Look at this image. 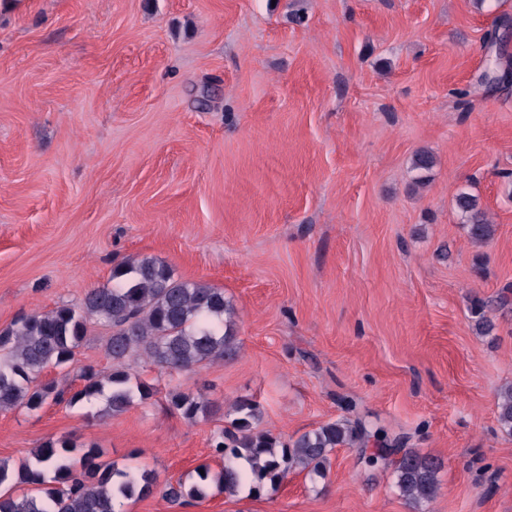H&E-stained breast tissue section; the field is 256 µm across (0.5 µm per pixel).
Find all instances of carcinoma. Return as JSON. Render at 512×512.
I'll return each mask as SVG.
<instances>
[{
  "mask_svg": "<svg viewBox=\"0 0 512 512\" xmlns=\"http://www.w3.org/2000/svg\"><path fill=\"white\" fill-rule=\"evenodd\" d=\"M493 45L498 51L488 60L484 77L504 84L512 80V60L503 59L499 42ZM434 166L435 157L427 150L412 159L420 183ZM455 204L471 242L483 244L493 237L495 227L476 195L462 191ZM233 317L224 291L203 281L179 279L153 257L132 258L112 270L110 283L87 290L79 304L31 313L0 328V411L16 407L37 411L61 402L75 406L103 395L101 416L121 415L135 402L157 394L153 385L132 376L131 363L183 372L232 358L238 352ZM91 322L111 329L105 351L112 370L103 374L91 364L81 366L79 389L46 378L49 370L62 371L74 364ZM165 409L189 422L219 411L202 395L184 391L168 393ZM232 412L235 418L213 441L224 460L220 470L213 474L206 468L190 485L181 478L165 483L161 496L168 503L202 502L215 491L232 496L245 481L258 494L267 485L277 487L296 469L323 478L335 448L360 444L367 435L363 428L332 422L285 444L268 432H251L256 404L239 401ZM497 421L512 432V384L498 394ZM76 448L70 438L62 437L45 442L31 462L16 468L0 462V486L10 484L0 494V512H114L112 501L117 496L153 493L155 482L149 474L129 471L115 482L112 463L104 460L99 445L83 446L78 456ZM440 469L437 459L409 451L394 469L395 484L406 500L419 506L436 496Z\"/></svg>",
  "mask_w": 512,
  "mask_h": 512,
  "instance_id": "obj_1",
  "label": "carcinoma"
}]
</instances>
